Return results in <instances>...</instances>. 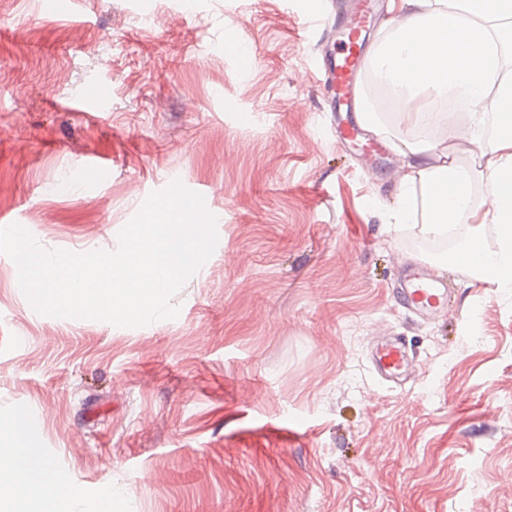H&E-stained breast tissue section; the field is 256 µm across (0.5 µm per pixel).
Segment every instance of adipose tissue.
I'll use <instances>...</instances> for the list:
<instances>
[{"instance_id":"ef3b65f1","label":"adipose tissue","mask_w":512,"mask_h":512,"mask_svg":"<svg viewBox=\"0 0 512 512\" xmlns=\"http://www.w3.org/2000/svg\"><path fill=\"white\" fill-rule=\"evenodd\" d=\"M391 18L367 65L390 86L398 123L452 128L456 142L442 153L409 145L400 176L399 223L421 218V232L442 236L465 225L470 238L454 256L475 286L512 290V0H389ZM456 88L467 116L439 107ZM460 152L479 157L476 168L456 162ZM481 186L486 205L474 204ZM494 227L497 240L481 238ZM24 415L0 425V483L15 503L0 512H65L76 499L70 476L33 456ZM27 459L17 468V459Z\"/></svg>"}]
</instances>
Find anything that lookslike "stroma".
<instances>
[{"mask_svg": "<svg viewBox=\"0 0 512 512\" xmlns=\"http://www.w3.org/2000/svg\"><path fill=\"white\" fill-rule=\"evenodd\" d=\"M69 5L0 0V225L113 251L175 180L224 217L177 317L136 328L37 313L0 254V420H33L70 512H512V293L450 264L446 312L397 304L401 262L444 255L393 225L401 154L368 176L337 145L307 0ZM359 88L386 142L452 143ZM380 336L407 342L403 386L371 369Z\"/></svg>", "mask_w": 512, "mask_h": 512, "instance_id": "1", "label": "stroma"}]
</instances>
